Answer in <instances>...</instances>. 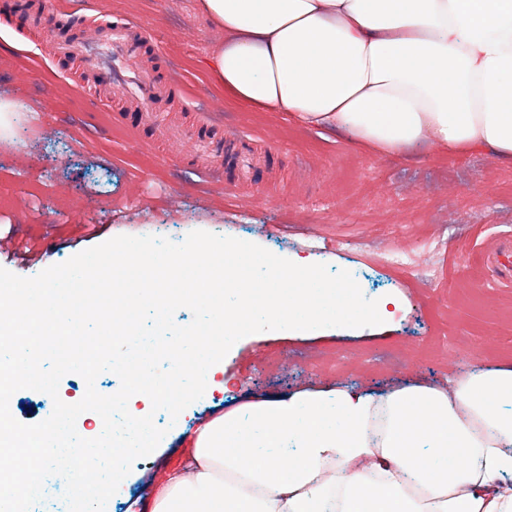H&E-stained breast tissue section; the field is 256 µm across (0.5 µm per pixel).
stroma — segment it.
Masks as SVG:
<instances>
[{
  "instance_id": "stroma-1",
  "label": "stroma",
  "mask_w": 512,
  "mask_h": 512,
  "mask_svg": "<svg viewBox=\"0 0 512 512\" xmlns=\"http://www.w3.org/2000/svg\"><path fill=\"white\" fill-rule=\"evenodd\" d=\"M0 0V99L24 90L26 112L0 129V268L31 277L120 235L182 242L194 230L257 244L272 254L312 256L330 272L352 273L372 300L397 297L388 330L328 327L304 337L272 330L235 343L203 397L186 409L195 429L235 406L305 388L346 387L385 393L436 386L459 363L512 366V293L482 285L479 254L493 232L512 233V165L483 150L452 156L424 146L383 159L339 132L304 124L285 112H254L215 91L210 55L221 34L209 29L195 0H65L15 24ZM139 27L162 56L143 60L194 90L191 100L158 104L168 120L212 113L225 133L281 151L256 167L240 196L205 181L178 160L157 131L131 140L106 128L101 112H122L123 98L99 88L83 94L80 70L52 60L50 33L73 23L84 34L93 7ZM97 231H89V224ZM389 251L411 254L415 271L386 265ZM166 435L137 459L105 512H145L165 469L181 464L186 434L170 429L166 411L136 402Z\"/></svg>"
}]
</instances>
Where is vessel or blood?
Listing matches in <instances>:
<instances>
[{
	"instance_id": "b4317fda",
	"label": "vessel or blood",
	"mask_w": 512,
	"mask_h": 512,
	"mask_svg": "<svg viewBox=\"0 0 512 512\" xmlns=\"http://www.w3.org/2000/svg\"><path fill=\"white\" fill-rule=\"evenodd\" d=\"M55 55L63 61H79L96 71L116 95L137 101L139 110L131 116L133 129L163 128L165 139L179 140L184 146L180 163L205 170L211 177L223 180L225 192L238 190V182L224 180L222 166L228 158L249 157L248 143L241 138H225L212 118L204 115L198 116L196 124L191 126L160 125L156 112L150 107L159 88H166L168 93L180 99L186 98L187 91L181 82L172 78L160 81L156 71L139 66L140 43L134 39L127 21L103 16L94 26L92 37L78 42H57ZM484 258L491 272V287L512 288V234L491 236Z\"/></svg>"
}]
</instances>
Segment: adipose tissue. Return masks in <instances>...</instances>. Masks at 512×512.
<instances>
[{"instance_id": "adipose-tissue-1", "label": "adipose tissue", "mask_w": 512, "mask_h": 512, "mask_svg": "<svg viewBox=\"0 0 512 512\" xmlns=\"http://www.w3.org/2000/svg\"><path fill=\"white\" fill-rule=\"evenodd\" d=\"M214 86L345 131L512 163V0H197ZM150 512H512V368L384 396L304 390L192 433Z\"/></svg>"}]
</instances>
